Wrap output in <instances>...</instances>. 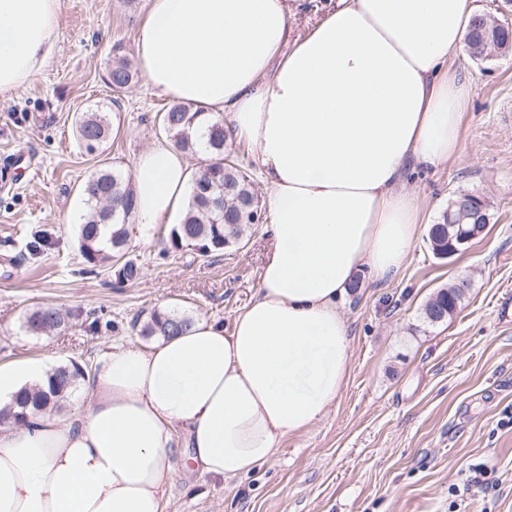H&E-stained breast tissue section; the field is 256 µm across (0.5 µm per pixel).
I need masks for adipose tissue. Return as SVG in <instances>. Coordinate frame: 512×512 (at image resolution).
Here are the masks:
<instances>
[{
  "instance_id": "adipose-tissue-1",
  "label": "adipose tissue",
  "mask_w": 512,
  "mask_h": 512,
  "mask_svg": "<svg viewBox=\"0 0 512 512\" xmlns=\"http://www.w3.org/2000/svg\"><path fill=\"white\" fill-rule=\"evenodd\" d=\"M60 9L0 0V96L49 63ZM472 15L470 0H338L292 42L287 0H149L147 84L254 150L272 245L231 328L110 347L77 409L1 426L0 512H165L178 440L195 470L230 480L327 414L349 375L340 306L362 271H400L421 223L407 170L461 152L471 88L451 61ZM190 173L169 146L138 156V236L172 223ZM48 376L41 359L0 363V408Z\"/></svg>"
}]
</instances>
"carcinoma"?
<instances>
[{"mask_svg":"<svg viewBox=\"0 0 512 512\" xmlns=\"http://www.w3.org/2000/svg\"><path fill=\"white\" fill-rule=\"evenodd\" d=\"M496 43L502 54L512 52V34L495 23L493 17L473 15L466 36V51L474 61L487 60L485 43ZM137 70L124 56L112 61L106 81L112 90L120 92L130 86ZM160 131L173 139L176 149L190 154H205L204 163L193 173L190 184L188 209L182 223L170 233L172 248L193 249L209 257L221 254L226 248L242 242L246 231L253 224L262 223L260 200L253 188L251 176L237 168L228 159L231 150L224 123L205 116L202 107L173 102L158 113ZM112 124L105 112H84L77 121V136L86 150L98 149L110 136ZM208 178L215 190L224 191V214L219 217L208 208V203L195 191L194 181ZM130 174L116 168H103L91 174L82 186L87 208L79 225L80 253L85 262L95 268L116 261L120 266L116 276L132 280L140 273L137 259L128 255L131 227L128 220L133 216L134 193ZM453 204L442 212L440 220L428 230L435 255L448 253V220ZM464 292L450 284L441 288L422 309L425 322L439 323L438 315L450 317L460 307ZM193 322L189 316L175 313L154 312L142 325V336H177ZM64 325V316L55 306L42 305L33 308L25 316V327L33 335H46ZM87 376V369L80 364L64 365L54 369L47 387L26 391L17 401L0 410V425L8 423L30 424L46 411L60 407V401Z\"/></svg>","mask_w":512,"mask_h":512,"instance_id":"carcinoma-1","label":"carcinoma"}]
</instances>
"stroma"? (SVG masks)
I'll return each instance as SVG.
<instances>
[{
  "label": "stroma",
  "mask_w": 512,
  "mask_h": 512,
  "mask_svg": "<svg viewBox=\"0 0 512 512\" xmlns=\"http://www.w3.org/2000/svg\"><path fill=\"white\" fill-rule=\"evenodd\" d=\"M147 10L148 0H63L49 64L0 97L1 363L57 367L95 360L108 342L150 347L136 327L156 311L228 326L256 290L265 223L209 258H159L166 224L131 236L141 272L128 281L107 266L89 271L81 256L83 182L101 167L132 171L167 141L155 121L167 97L141 78L120 93L105 82L114 45L135 58ZM454 66L473 89L462 152L410 175L424 223L403 268L386 280L361 275L346 300L350 374L335 406L247 475L179 469L168 512H512V316L501 315L512 301V53L484 63L463 53ZM84 112L108 113L116 128L92 154L76 137ZM461 192L485 200L491 222L465 250L436 258L429 227ZM37 231L45 243L32 254L25 244ZM461 276V307L446 323L424 322L426 301ZM40 304L67 312L60 332L25 331V312ZM97 319L111 328L93 331Z\"/></svg>",
  "instance_id": "obj_1"
}]
</instances>
